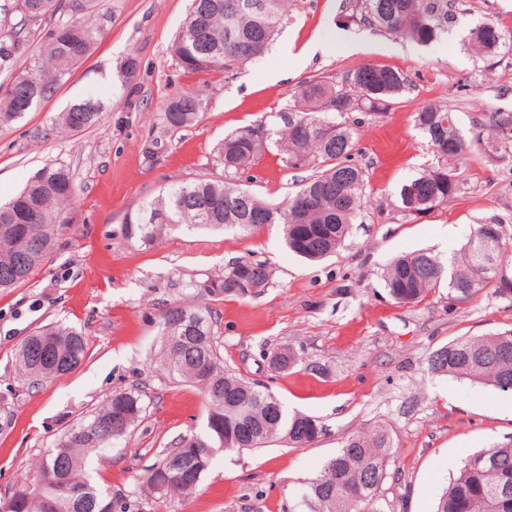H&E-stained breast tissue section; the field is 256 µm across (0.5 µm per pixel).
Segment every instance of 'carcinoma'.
Returning a JSON list of instances; mask_svg holds the SVG:
<instances>
[{"mask_svg": "<svg viewBox=\"0 0 512 512\" xmlns=\"http://www.w3.org/2000/svg\"><path fill=\"white\" fill-rule=\"evenodd\" d=\"M94 0H9L0 6V71H16L0 93V125L25 116L21 102L33 109L92 49L100 29L79 19ZM252 11L239 12L237 0H191L185 26L175 37L174 56L192 72L232 70L262 56L288 19L289 0H259ZM361 20L386 34L429 45L448 32V0H355ZM54 21L38 61L16 70L18 52L30 32ZM502 31L492 21L470 31L471 46L493 53L502 46ZM408 88L403 72L386 65L364 64L342 82L324 76L299 86L293 104L275 120L257 121L224 136L216 152L221 179L198 178L173 183L127 218L125 236L150 245L184 226L227 229L250 235L278 226L288 250L309 261L337 253L365 205L368 173L353 160L357 150L353 112L376 116ZM203 107L199 94L178 93L164 106L171 132L191 126ZM103 108L90 100L61 113L62 127L83 131L99 124ZM414 127L427 140L436 162L400 188V211L428 212L450 201L460 184L458 166L468 152L497 160L512 157V113L493 112L472 118L476 133L462 134L448 106L422 104ZM267 126L268 136L252 131ZM275 145L288 169L310 174L285 201L261 200L239 184L240 174ZM75 193L70 172L49 165L9 202L0 205V290L27 282L50 255L63 214ZM512 265V238L499 223L481 224L453 257L443 260L418 250L392 259L382 274L383 288L400 304L421 302L434 288H448V300L465 302L486 289L512 293L504 273ZM271 283L261 261L237 260L224 268L218 293L244 298L251 287L258 296ZM160 362L174 377L201 388L205 427L179 438L159 461L139 477L154 509L171 491L189 495L198 489L215 452L262 448L275 438L304 447L316 441L322 426L313 417L290 412L266 385L224 368L221 344L211 317L201 309L179 305L162 314ZM89 341L77 330L56 325L28 337L17 351V364L32 382L78 368ZM270 372L286 374L298 362L287 347L264 348ZM431 372L469 379L500 391L512 390V329L484 337H460L432 352ZM146 406L137 391H115L103 403L65 427L46 451L40 480L30 491L11 496L10 512H133L136 501L91 483L87 456L112 447L143 420ZM390 431L375 426L347 435L324 471L303 490L302 512H371L393 458ZM435 512H512V440L466 457L459 474L440 496Z\"/></svg>", "mask_w": 512, "mask_h": 512, "instance_id": "obj_1", "label": "carcinoma"}]
</instances>
